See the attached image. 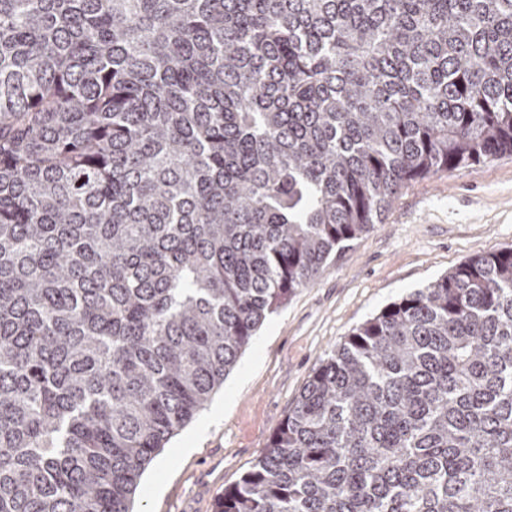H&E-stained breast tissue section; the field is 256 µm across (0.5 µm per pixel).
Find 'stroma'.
<instances>
[{
    "label": "stroma",
    "instance_id": "1",
    "mask_svg": "<svg viewBox=\"0 0 512 512\" xmlns=\"http://www.w3.org/2000/svg\"><path fill=\"white\" fill-rule=\"evenodd\" d=\"M512 248V155L408 183L376 228L270 314L207 406L145 470L134 512H215L353 328L469 257Z\"/></svg>",
    "mask_w": 512,
    "mask_h": 512
}]
</instances>
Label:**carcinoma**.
Returning <instances> with one entry per match:
<instances>
[{"instance_id": "obj_1", "label": "carcinoma", "mask_w": 512, "mask_h": 512, "mask_svg": "<svg viewBox=\"0 0 512 512\" xmlns=\"http://www.w3.org/2000/svg\"><path fill=\"white\" fill-rule=\"evenodd\" d=\"M512 154V0H0V512H131L408 182ZM216 512H512V248L313 370Z\"/></svg>"}]
</instances>
